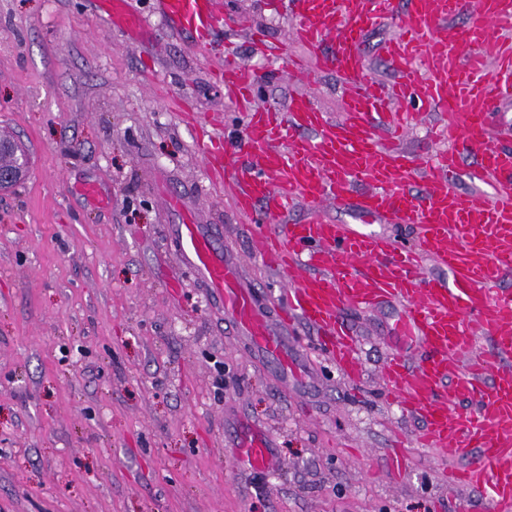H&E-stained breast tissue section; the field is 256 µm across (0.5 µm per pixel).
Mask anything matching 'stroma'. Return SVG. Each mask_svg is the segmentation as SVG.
I'll use <instances>...</instances> for the list:
<instances>
[{
	"mask_svg": "<svg viewBox=\"0 0 512 512\" xmlns=\"http://www.w3.org/2000/svg\"><path fill=\"white\" fill-rule=\"evenodd\" d=\"M220 2L241 25L202 47L152 37L156 0H133L149 31L135 43L96 0H0V135L30 159L0 190V512H489L485 496L449 484L455 459L416 444L422 420L385 394L398 303L344 310L358 382L299 322L288 376L180 267L169 193L232 247L267 309L282 304L283 282L221 185L220 168L244 155L199 150L215 124L244 137L224 94L225 43L248 63L246 26L283 44L285 61L261 67V102L307 92L330 118L344 110L336 75L289 68L304 48L280 0ZM394 32L388 21L367 31L368 79L392 80L378 47ZM89 182L106 205L82 193ZM250 426L270 435V471L235 447Z\"/></svg>",
	"mask_w": 512,
	"mask_h": 512,
	"instance_id": "stroma-1",
	"label": "stroma"
}]
</instances>
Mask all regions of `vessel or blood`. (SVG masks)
<instances>
[{
	"mask_svg": "<svg viewBox=\"0 0 512 512\" xmlns=\"http://www.w3.org/2000/svg\"><path fill=\"white\" fill-rule=\"evenodd\" d=\"M114 23L140 29L131 0H100ZM164 29L190 34L200 44L213 37L215 0H157ZM297 37L321 71L348 84L339 120L321 112L310 94L296 93L285 107L260 103L254 66L224 56V91L240 103L248 163L224 172L238 212L259 220L253 234L260 258L280 274H299L286 290L277 319H269L253 290L242 283L239 263L214 243L180 197L167 198L180 221L168 236L180 263L203 280L239 332L267 359L288 367V328L302 322L317 333L328 360L349 380L361 376L357 340L341 320L343 309L404 304L394 326L402 343L417 345L419 364L390 356L382 379L406 414L423 419L419 445L449 452L459 462L448 480L483 493L496 512H512V148L493 145V109L512 98V0H288ZM470 15L468 24L444 33L445 23ZM397 17L396 34L379 49L394 76L381 86L367 80L362 35L377 19ZM249 39L264 60L283 49L261 29ZM424 112H443L446 124L432 142L448 150L427 161L401 145L405 130ZM474 156V192L455 185L461 155ZM422 174L426 189L408 186ZM355 201L364 232L332 221L330 204ZM315 209L306 222L273 223L296 206ZM380 224H411L412 245L377 232ZM435 266L451 282L429 276ZM471 402L460 410V402ZM270 439L244 433L238 448L259 471L269 469Z\"/></svg>",
	"mask_w": 512,
	"mask_h": 512,
	"instance_id": "b4317fda",
	"label": "vessel or blood"
}]
</instances>
